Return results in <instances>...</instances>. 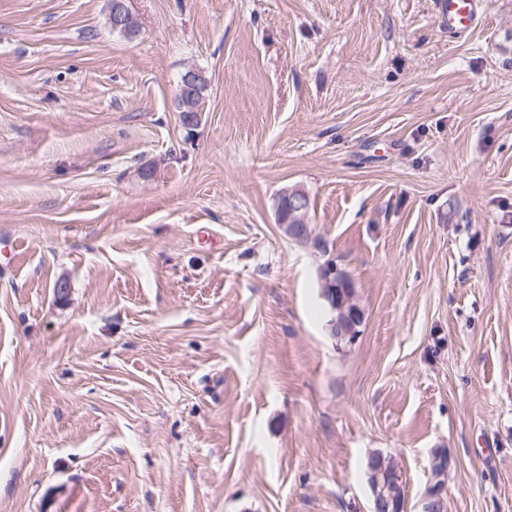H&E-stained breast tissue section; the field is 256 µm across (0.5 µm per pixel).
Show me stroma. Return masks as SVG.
<instances>
[{"instance_id":"1","label":"stroma","mask_w":512,"mask_h":512,"mask_svg":"<svg viewBox=\"0 0 512 512\" xmlns=\"http://www.w3.org/2000/svg\"><path fill=\"white\" fill-rule=\"evenodd\" d=\"M109 5L0 0V512H369L375 452L420 512L437 448L512 512V0ZM440 23L450 32L471 28L482 12L483 0H435ZM201 74L202 78L194 91V95L186 101H179L177 99V108L181 113L182 123L187 127H194L199 121L200 112H203L204 107V92L207 89L208 81L201 69H197ZM278 197L288 202V217L283 219L282 211L275 207L277 222L284 234L296 241H308L309 247L321 257L317 275L321 288V297L329 310L335 314L327 324L329 336L336 341L348 340L358 336L355 322L362 315V310L354 300V290L350 275L336 263V256L330 251L328 244L319 238L309 223L307 202L308 193L298 187L284 189ZM336 311L346 315L349 327L336 320Z\"/></svg>"}]
</instances>
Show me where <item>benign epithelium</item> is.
<instances>
[{"mask_svg":"<svg viewBox=\"0 0 512 512\" xmlns=\"http://www.w3.org/2000/svg\"><path fill=\"white\" fill-rule=\"evenodd\" d=\"M279 198L288 202V217H282V211L275 210L277 223L285 235L298 241L308 242L309 247L321 257L317 268L321 297L331 312H342L346 315L349 326H344L336 319L327 324L330 336L340 341L356 335L355 322L362 315V310L354 300V290L350 275L336 263V256L330 251L328 244L319 238L309 223L308 193L298 187L286 188ZM401 483L396 473H385L382 466L375 470V481L370 486V512H407L406 500L395 495L392 485ZM445 483L435 486L430 494L424 497L421 512H444Z\"/></svg>","mask_w":512,"mask_h":512,"instance_id":"1","label":"benign epithelium"}]
</instances>
